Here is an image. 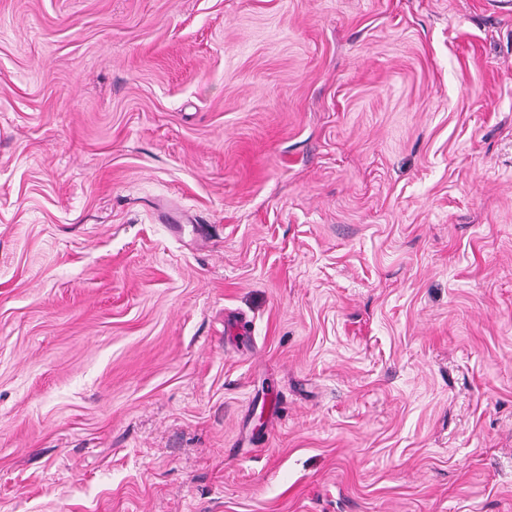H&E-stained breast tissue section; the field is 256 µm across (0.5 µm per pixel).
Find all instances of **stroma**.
I'll list each match as a JSON object with an SVG mask.
<instances>
[{
    "instance_id": "35a3bbf8",
    "label": "stroma",
    "mask_w": 512,
    "mask_h": 512,
    "mask_svg": "<svg viewBox=\"0 0 512 512\" xmlns=\"http://www.w3.org/2000/svg\"><path fill=\"white\" fill-rule=\"evenodd\" d=\"M0 512H512V0H0Z\"/></svg>"
}]
</instances>
